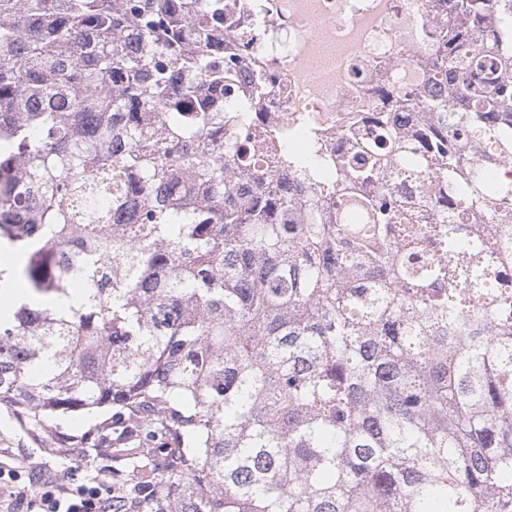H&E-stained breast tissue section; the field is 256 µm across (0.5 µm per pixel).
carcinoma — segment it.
Returning <instances> with one entry per match:
<instances>
[{"label": "carcinoma", "instance_id": "1", "mask_svg": "<svg viewBox=\"0 0 512 512\" xmlns=\"http://www.w3.org/2000/svg\"><path fill=\"white\" fill-rule=\"evenodd\" d=\"M484 0H455L456 31ZM393 150L349 133L302 200L257 181L224 0H0V408L100 454L114 512H512V0ZM225 124L233 148L206 150ZM413 161L409 203L365 187ZM436 220L417 225L414 206ZM337 224L323 223L325 207Z\"/></svg>", "mask_w": 512, "mask_h": 512}]
</instances>
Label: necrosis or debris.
Instances as JSON below:
<instances>
[{"mask_svg":"<svg viewBox=\"0 0 512 512\" xmlns=\"http://www.w3.org/2000/svg\"><path fill=\"white\" fill-rule=\"evenodd\" d=\"M224 49L244 59L237 99L255 140L317 138L335 165L352 150L342 131L355 118L405 113L397 138L412 136L431 101H455L435 78L434 32L451 29L452 0H224ZM270 85L251 96L252 77Z\"/></svg>","mask_w":512,"mask_h":512,"instance_id":"necrosis-or-debris-1","label":"necrosis or debris"}]
</instances>
